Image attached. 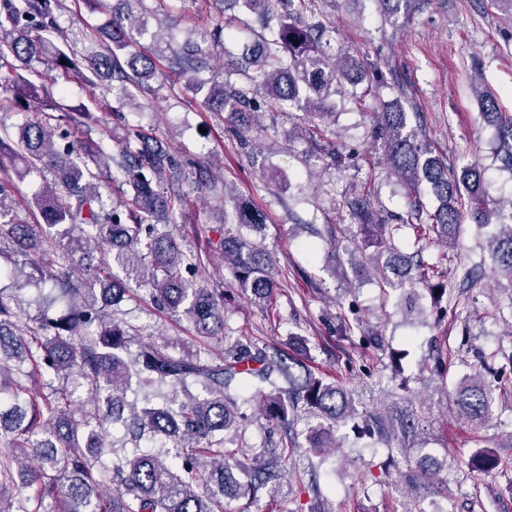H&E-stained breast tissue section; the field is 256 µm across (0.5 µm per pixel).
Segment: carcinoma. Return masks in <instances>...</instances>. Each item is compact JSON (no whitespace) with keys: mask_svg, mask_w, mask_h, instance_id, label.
I'll use <instances>...</instances> for the list:
<instances>
[{"mask_svg":"<svg viewBox=\"0 0 512 512\" xmlns=\"http://www.w3.org/2000/svg\"><path fill=\"white\" fill-rule=\"evenodd\" d=\"M271 20L277 28L260 35L249 64L264 77L266 103L280 111L299 108L324 120L325 101L346 83L358 84L373 66L356 56L338 57L324 31L303 21L309 0H224ZM62 0H0V112H21L25 121L13 131L0 119V171L16 163L36 174L43 187L35 196L39 220H15L10 178H0V239L20 246V259L0 275L34 285L35 303L42 311L18 328L26 316L22 300L0 292V396L12 404L10 418L0 415V512H224V496L255 497L278 476L282 461L299 444L289 440L280 455L259 453L236 458L224 447V435L246 419L239 391L255 389L265 419L289 429L301 410L319 419L306 436L308 448L325 456L338 448L336 428L359 415L349 385L316 376L299 358L238 340L224 347V356L210 345L224 336V288L197 280L199 258L184 252L168 230L174 207L183 203L180 187L189 174L158 139L127 128L112 146L90 133L87 112L65 109L56 99L55 84L29 78L31 63L48 60L64 74L82 75L98 86L117 82L129 99L134 91L162 71L153 57L138 48L141 30L130 17L114 15L95 30V49L77 57L60 24ZM217 35L200 32L179 43L168 34L169 70L186 77V91L204 95L213 112L235 118L251 106L254 89L230 84L220 75L199 77L207 69ZM484 113L496 117L503 165L512 171V115L500 111L497 97L476 88ZM409 99L379 113L373 137L381 143L387 172L408 191L411 219L388 224L371 194L349 202L360 232L386 255L374 261L380 287L403 291V309L422 313L417 287L426 286L441 302L448 296V264L443 255L424 257L427 245L456 248L465 213L473 223L493 225L487 250L494 270L512 276L511 223L500 221L499 210L486 196L485 169L474 158L449 167L418 139L411 126L417 117ZM425 186L438 201L434 213L421 220L417 193ZM215 198L232 206V217L217 227V248L250 301L263 306L276 283L275 256L262 244L245 239L237 228L264 224L263 215L235 202V196L210 186ZM412 227L413 251L397 248L399 231ZM93 252L97 263L86 261ZM120 269L124 277L115 274ZM149 290L158 308L183 315L196 332L192 351L145 338L120 317L118 306L127 282ZM53 376L72 388L56 387L35 399L32 386ZM143 403L126 404L131 385ZM87 388L90 406L72 416L75 394ZM181 389L186 401L174 407L153 399L163 388ZM496 388L474 368L452 393L458 416L483 424L492 415ZM123 422L125 437L109 439L107 423ZM372 429L386 441L416 450L407 464L406 494L418 497L448 472V461L424 452L420 420L412 410L369 415ZM150 438L182 448L180 460L169 462L161 452L140 448ZM469 470L487 476L507 464L495 453L480 452ZM109 476L119 492L100 489L97 473Z\"/></svg>","mask_w":512,"mask_h":512,"instance_id":"1","label":"carcinoma"}]
</instances>
